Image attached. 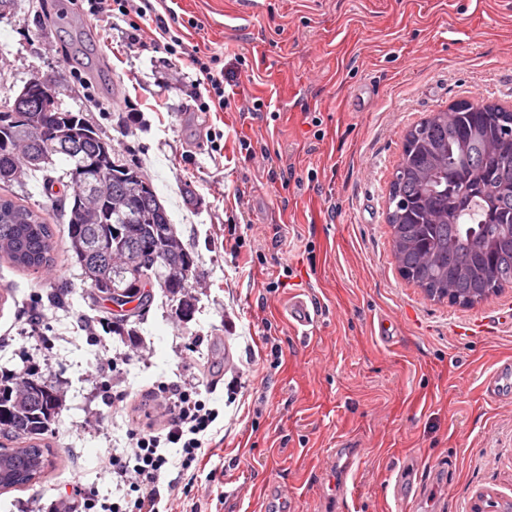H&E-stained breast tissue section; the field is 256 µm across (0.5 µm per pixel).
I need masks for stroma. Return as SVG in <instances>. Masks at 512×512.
<instances>
[{"instance_id": "35a3bbf8", "label": "stroma", "mask_w": 512, "mask_h": 512, "mask_svg": "<svg viewBox=\"0 0 512 512\" xmlns=\"http://www.w3.org/2000/svg\"><path fill=\"white\" fill-rule=\"evenodd\" d=\"M246 2L152 0L224 63L229 103L206 112L198 72L176 67L155 22L94 17L86 0H17L0 17V112L33 77L53 84L144 166L199 282L192 320L156 287L129 334H90L80 319L105 305L63 248L36 273L0 260V373L62 394L53 467L0 492V512H46L78 485L111 498L97 458L126 441L113 385L148 405L157 382L198 378L226 404L209 443L224 476L199 479L185 507L270 512L278 493L283 512H395L399 493L404 512H467L481 491L512 498V394L496 388L512 286L471 307L431 300L399 274L386 211L412 126L460 100L512 108V0H261L256 20ZM65 192L0 186L55 225ZM299 297L317 310L306 333L288 320Z\"/></svg>"}]
</instances>
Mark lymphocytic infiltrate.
<instances>
[{"label":"lymphocytic infiltrate","instance_id":"f902f5d3","mask_svg":"<svg viewBox=\"0 0 512 512\" xmlns=\"http://www.w3.org/2000/svg\"><path fill=\"white\" fill-rule=\"evenodd\" d=\"M178 23L179 15L173 9L156 19L162 36L170 40L169 51L198 70L209 98L224 101V73L216 67L217 57L202 55L195 47L185 48L182 39L172 33ZM127 399L126 391L112 394L113 403L126 414V446L98 460L99 470L112 481L116 498L102 501L80 490L75 496L57 499L53 512H161L162 491L179 487L188 491L197 483L207 465L205 440L217 427L219 407L203 397L198 383L179 387L158 383L154 401L162 411L163 425L156 430L127 415ZM172 471L176 481L166 482Z\"/></svg>","mask_w":512,"mask_h":512}]
</instances>
